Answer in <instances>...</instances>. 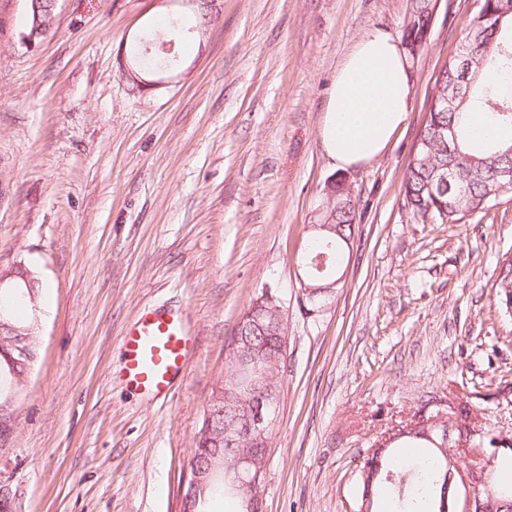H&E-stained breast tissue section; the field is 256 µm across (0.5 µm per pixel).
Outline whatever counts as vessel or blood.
Returning a JSON list of instances; mask_svg holds the SVG:
<instances>
[{
  "label": "vessel or blood",
  "mask_w": 512,
  "mask_h": 512,
  "mask_svg": "<svg viewBox=\"0 0 512 512\" xmlns=\"http://www.w3.org/2000/svg\"><path fill=\"white\" fill-rule=\"evenodd\" d=\"M121 348L127 387L164 399L188 368L192 338L180 315L164 307L147 308L126 330Z\"/></svg>",
  "instance_id": "b4317fda"
}]
</instances>
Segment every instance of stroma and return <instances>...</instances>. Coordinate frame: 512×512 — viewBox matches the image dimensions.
<instances>
[{"instance_id": "obj_1", "label": "stroma", "mask_w": 512, "mask_h": 512, "mask_svg": "<svg viewBox=\"0 0 512 512\" xmlns=\"http://www.w3.org/2000/svg\"><path fill=\"white\" fill-rule=\"evenodd\" d=\"M408 0H222L175 79L144 92L125 48L167 13L150 0H58L23 42L27 0H0V269L38 274V350L0 445L12 512H179L225 345L262 289L288 323L263 512H356L359 466L436 402H468L512 438V314L493 284L512 253V196L458 224L399 196L440 67L476 0H439L409 66L407 121L379 159L341 170L320 131L332 82L366 33L400 36ZM362 208L341 282L316 315L298 272L325 188ZM197 342L159 400L127 389L120 340L145 307ZM27 2L28 25L23 40L27 45L35 46L37 42L47 38L55 28L57 0H51V9L48 13L39 6L42 0H27Z\"/></svg>"}]
</instances>
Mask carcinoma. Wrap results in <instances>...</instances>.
Returning a JSON list of instances; mask_svg holds the SVG:
<instances>
[{"mask_svg":"<svg viewBox=\"0 0 512 512\" xmlns=\"http://www.w3.org/2000/svg\"><path fill=\"white\" fill-rule=\"evenodd\" d=\"M431 0H410L402 25V44L407 47L426 46L425 38L432 21ZM512 11V0H480V6L469 19L467 32L478 36L464 37L458 50L468 62L469 96L458 99L452 106L428 102V116L417 140L414 158L408 163L400 187L403 207L413 218L430 217L441 224H459L465 218L483 213L497 204L493 194L497 188V171L512 165V145L495 144L489 138L473 135L464 124L471 112H487L494 122L512 126V94L505 85L512 79V18L500 19V14ZM198 18L185 19L178 15L167 18V30L173 37L188 38ZM179 48H164L162 37L149 29L136 44L134 59L143 68L174 67ZM460 73L455 64H447L435 83L443 90L455 86ZM453 127L457 140L451 145L436 140L437 130ZM443 168L454 174L449 189L431 192L433 174ZM332 230L314 235L306 253L305 263L315 277L336 279L347 245L361 224L359 202L348 200L336 185V203L332 212ZM500 311L508 312L512 305V263L499 262L494 283ZM448 479V451L436 447L420 431L404 437L385 452L380 460V475L372 487L384 481L398 488V512H441L442 490ZM475 497L487 505L489 512H512V483L498 481L492 472L487 483L475 489Z\"/></svg>","mask_w":512,"mask_h":512,"instance_id":"obj_1","label":"carcinoma"}]
</instances>
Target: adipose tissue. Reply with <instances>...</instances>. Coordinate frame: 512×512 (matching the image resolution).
<instances>
[{
  "label": "adipose tissue",
  "instance_id": "obj_1",
  "mask_svg": "<svg viewBox=\"0 0 512 512\" xmlns=\"http://www.w3.org/2000/svg\"><path fill=\"white\" fill-rule=\"evenodd\" d=\"M411 98L400 40L376 29L361 37L336 73L320 136L340 169L382 156L406 123Z\"/></svg>",
  "mask_w": 512,
  "mask_h": 512
}]
</instances>
